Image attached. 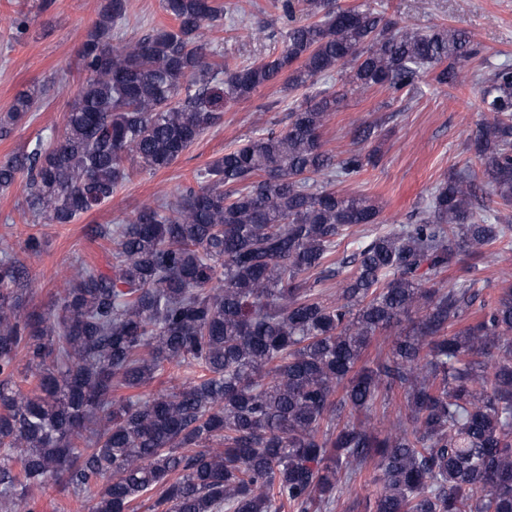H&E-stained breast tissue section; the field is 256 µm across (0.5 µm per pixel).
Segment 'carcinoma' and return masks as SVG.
Returning a JSON list of instances; mask_svg holds the SVG:
<instances>
[{"label": "carcinoma", "instance_id": "carcinoma-1", "mask_svg": "<svg viewBox=\"0 0 512 512\" xmlns=\"http://www.w3.org/2000/svg\"><path fill=\"white\" fill-rule=\"evenodd\" d=\"M161 4L172 24L122 40L128 0H104L61 132L0 161V190L24 177L33 220L70 224L112 199L128 158L170 167L225 102L279 79L293 92L343 72L365 94L429 72L453 87L479 54L452 26L281 0L313 21L288 28L276 57L231 68L208 61L223 6ZM479 77L489 117L470 149L488 199L512 208V65ZM342 98L306 96L281 131L105 228L107 269L78 270L47 313L26 311V268L0 257V512H35L31 491L50 483L76 499L97 488L91 512H333L369 467L371 512H512V281L485 299L475 277L507 225L489 222L467 167L390 228L373 200L337 192L380 137L362 124L368 151L324 148ZM37 100L14 98L0 138ZM339 275L335 298L315 292ZM168 366L184 382L142 396Z\"/></svg>", "mask_w": 512, "mask_h": 512}]
</instances>
